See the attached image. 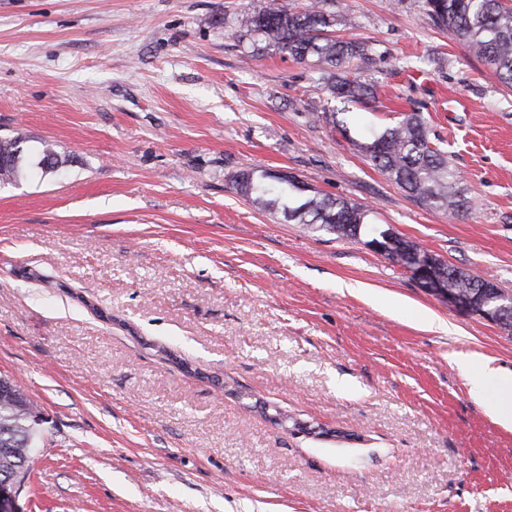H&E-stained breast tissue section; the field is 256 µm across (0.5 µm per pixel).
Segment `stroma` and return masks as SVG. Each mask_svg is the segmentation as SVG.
I'll return each instance as SVG.
<instances>
[{
  "label": "stroma",
  "mask_w": 512,
  "mask_h": 512,
  "mask_svg": "<svg viewBox=\"0 0 512 512\" xmlns=\"http://www.w3.org/2000/svg\"><path fill=\"white\" fill-rule=\"evenodd\" d=\"M265 0H0V137L62 172L0 183V375L39 405L19 512H512V429L456 357L512 329L398 260L237 193L249 169L369 209L512 294V88L422 0H327L369 106L235 36ZM345 113L346 126L314 107ZM419 112L467 210L361 156ZM432 315L436 326L423 324ZM287 412L285 423L272 419Z\"/></svg>",
  "instance_id": "35a3bbf8"
}]
</instances>
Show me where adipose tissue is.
Returning <instances> with one entry per match:
<instances>
[{
	"label": "adipose tissue",
	"mask_w": 512,
	"mask_h": 512,
	"mask_svg": "<svg viewBox=\"0 0 512 512\" xmlns=\"http://www.w3.org/2000/svg\"><path fill=\"white\" fill-rule=\"evenodd\" d=\"M459 367L469 379L472 397L500 423L512 425V372L495 370L486 364L476 368L467 360L460 361Z\"/></svg>",
	"instance_id": "obj_1"
}]
</instances>
